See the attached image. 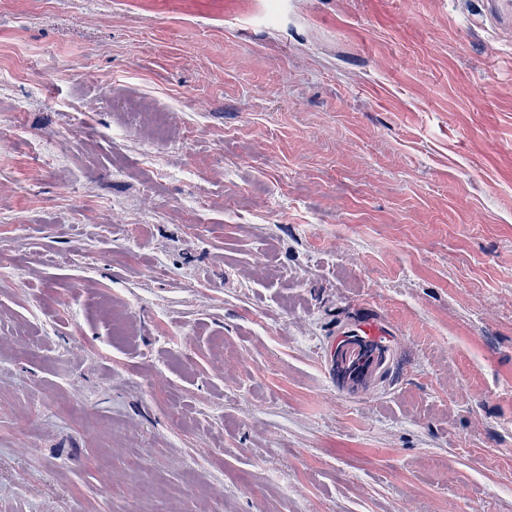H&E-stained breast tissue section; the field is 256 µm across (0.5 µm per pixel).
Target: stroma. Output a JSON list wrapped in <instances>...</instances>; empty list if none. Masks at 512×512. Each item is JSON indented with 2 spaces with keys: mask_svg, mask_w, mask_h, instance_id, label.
Segmentation results:
<instances>
[{
  "mask_svg": "<svg viewBox=\"0 0 512 512\" xmlns=\"http://www.w3.org/2000/svg\"><path fill=\"white\" fill-rule=\"evenodd\" d=\"M0 512H512V0H0Z\"/></svg>",
  "mask_w": 512,
  "mask_h": 512,
  "instance_id": "obj_1",
  "label": "stroma"
}]
</instances>
